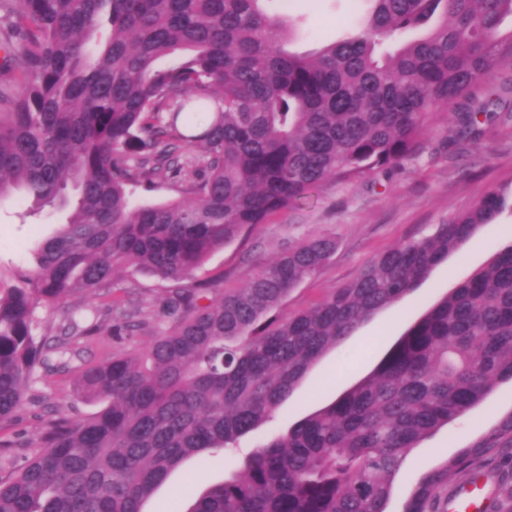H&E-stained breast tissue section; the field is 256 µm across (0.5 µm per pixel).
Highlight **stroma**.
Wrapping results in <instances>:
<instances>
[{
	"mask_svg": "<svg viewBox=\"0 0 512 512\" xmlns=\"http://www.w3.org/2000/svg\"><path fill=\"white\" fill-rule=\"evenodd\" d=\"M367 9L365 0H315L307 11L286 9L296 19L293 49L312 53L331 43ZM465 102L449 104L447 114L431 123L403 166L380 169L344 182L318 187L304 206L272 215L267 223L246 229L224 249L214 252L194 275L200 282L223 277L225 288L247 283L258 264L288 246L331 234L337 249L314 275L300 283L276 310L283 318L310 307L352 280L378 254L398 243L427 234L433 225L477 203L487 193L512 181V104L482 123L477 139L459 138L455 114ZM31 203L15 196L0 203V295L16 280L14 271L29 268L32 252L58 227L48 213L31 217ZM512 238V213L482 225L447 261L437 266L411 294L364 321L333 351L325 354L279 408L270 423L284 432L315 410L334 401L368 375L387 350L437 300L451 293L482 268ZM167 282L141 271L123 273L112 298L135 308L139 329L131 336L96 335L72 340L64 355L67 370L54 371L28 391L13 420L0 423V440L15 446L0 457V467L19 465L30 457L50 417L84 418L98 409L76 391V376L88 365L113 355L147 349L170 324L162 314ZM512 416V380L499 383L478 405L434 431L406 456L393 485L387 512H402L420 480L477 442ZM482 512H504L512 492V455L485 460ZM228 472L223 461L194 458L175 471L153 495L145 512H187L193 499Z\"/></svg>",
	"mask_w": 512,
	"mask_h": 512,
	"instance_id": "obj_1",
	"label": "stroma"
}]
</instances>
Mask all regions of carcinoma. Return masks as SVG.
<instances>
[{"label": "carcinoma", "instance_id": "carcinoma-1", "mask_svg": "<svg viewBox=\"0 0 512 512\" xmlns=\"http://www.w3.org/2000/svg\"><path fill=\"white\" fill-rule=\"evenodd\" d=\"M264 2L0 0V202L20 192L35 214L64 213L0 297V422L72 339L136 327L122 317L87 328L69 312L59 334L38 336L39 308L109 295L131 267L176 284L173 328L144 353L81 370L78 394L99 410L49 420L39 450L0 476V512H144L189 459L233 462L322 356L512 206L510 183L282 320L273 312L329 260L335 236L288 247L230 292L222 279L178 287L323 183L399 166L451 102L512 64V0H369L358 32L312 55L285 49L296 30ZM165 57L175 64L156 68ZM494 105L457 113L460 135H476ZM195 147L201 161L182 160ZM174 177L186 183L180 198L132 201L129 187ZM505 379L512 244L373 372L252 448L187 512H386L410 450ZM505 447L512 417L424 477L404 512H447L448 470L478 475Z\"/></svg>", "mask_w": 512, "mask_h": 512}]
</instances>
